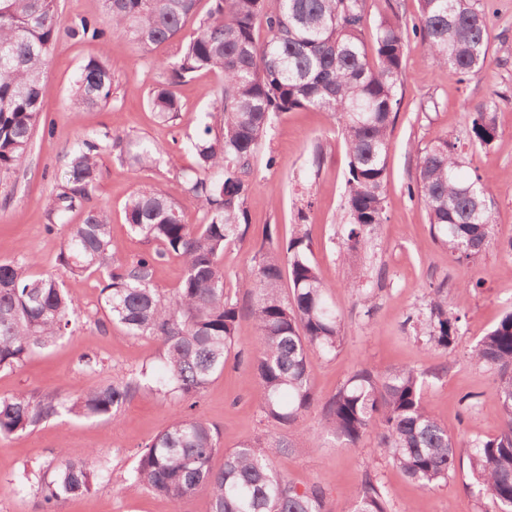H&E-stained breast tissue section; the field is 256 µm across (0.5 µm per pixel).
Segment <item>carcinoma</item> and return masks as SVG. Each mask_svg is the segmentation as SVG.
<instances>
[{
    "label": "carcinoma",
    "instance_id": "carcinoma-1",
    "mask_svg": "<svg viewBox=\"0 0 512 512\" xmlns=\"http://www.w3.org/2000/svg\"><path fill=\"white\" fill-rule=\"evenodd\" d=\"M103 0L98 20L66 26L57 0H0V174L24 160L40 122L47 94L43 70L62 36L99 40L119 35L143 53L164 45L171 50L161 66L149 105L162 123L175 124L182 106L175 88L200 71L223 76L212 111L201 113L191 140L194 165L183 173L185 192L201 218L184 220L182 208L157 186L135 191L124 206L125 224L153 251L124 260L112 244V224L93 205L100 177V152L151 170L162 150L128 134L103 133V141L81 139L68 152L63 179L46 203L50 231L55 220L74 210L83 222L68 224L58 256L62 273H98L102 331L122 327L130 336H148L162 347V370L151 367L83 391L73 397L17 393L0 397V437L26 431L54 417L106 419L120 423L122 408L138 393H151L175 405L200 398L224 373L230 355L252 365L255 400L269 425L290 430L301 416L319 410L322 432L345 448L374 437L375 449L408 478L426 489L448 481L459 456L458 442L424 400L427 372L401 367L379 373L367 366L354 372L323 399L313 389L310 355H336L345 325L330 301L334 285L309 258L307 215L284 242L269 241L253 256L245 304L232 300L224 273V250L245 241L246 200L253 188V161L275 117L299 109L331 114L348 155L345 212L348 253L371 246L375 227L384 223V181L390 133L400 105L407 44L399 15L381 19L372 34L369 59L366 0ZM423 50L439 67L475 76L488 51V20L480 0H419ZM268 38L260 44L254 27ZM112 69L100 54L84 62L71 103L76 111L107 106L112 100ZM494 99L475 106L470 142L486 148L498 134ZM457 142L438 134L417 148V176L409 196L420 201L434 239L457 260L480 256L491 245L494 197L481 176L462 174ZM171 254L181 257L183 275L170 291L158 287L156 266ZM34 255L0 261V370L19 366L31 353L55 344L71 328L78 303L55 275L35 276ZM288 292H283V278ZM251 316L256 340L236 336L242 315ZM413 329L431 347L446 349L459 331L460 317L448 312L443 286L434 288L424 315L409 316ZM475 363L494 371L492 397L503 415L500 433L469 444L472 484L483 512H512V312L471 350ZM293 447L286 437L248 439L221 450L219 432L181 410L166 429L147 442L128 473V486L181 505L201 488L210 512H330L320 482L300 489L274 461ZM224 452V466L212 461ZM104 475L97 454L73 461L63 456L51 470H31L25 486L47 508L91 491ZM351 512H391L379 482L365 474Z\"/></svg>",
    "mask_w": 512,
    "mask_h": 512
}]
</instances>
